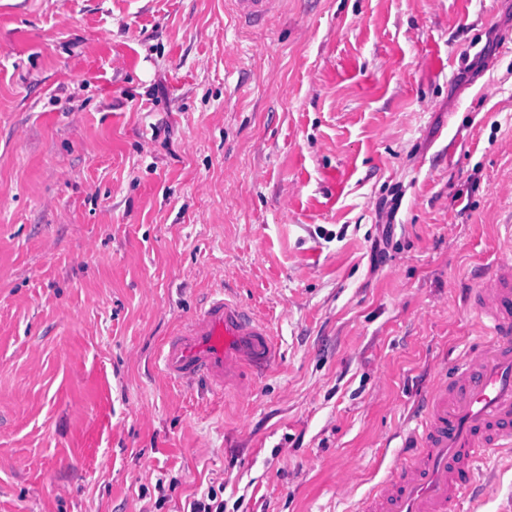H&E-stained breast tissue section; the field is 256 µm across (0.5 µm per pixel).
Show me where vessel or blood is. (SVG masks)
Segmentation results:
<instances>
[{"label":"vessel or blood","instance_id":"b4317fda","mask_svg":"<svg viewBox=\"0 0 512 512\" xmlns=\"http://www.w3.org/2000/svg\"><path fill=\"white\" fill-rule=\"evenodd\" d=\"M238 21L275 25L288 0H229ZM498 257L466 295L474 313L450 373L434 382L405 437L409 460L356 512H457L482 465L512 448V223L497 227ZM278 358L267 322L226 291L163 342L164 376L183 387L249 395Z\"/></svg>","mask_w":512,"mask_h":512}]
</instances>
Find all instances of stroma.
Listing matches in <instances>:
<instances>
[{
    "mask_svg": "<svg viewBox=\"0 0 512 512\" xmlns=\"http://www.w3.org/2000/svg\"><path fill=\"white\" fill-rule=\"evenodd\" d=\"M511 215L512 0H0V512H354ZM218 266L245 399L158 362ZM235 18L244 23L273 26L288 0H229Z\"/></svg>",
    "mask_w": 512,
    "mask_h": 512,
    "instance_id": "stroma-1",
    "label": "stroma"
}]
</instances>
